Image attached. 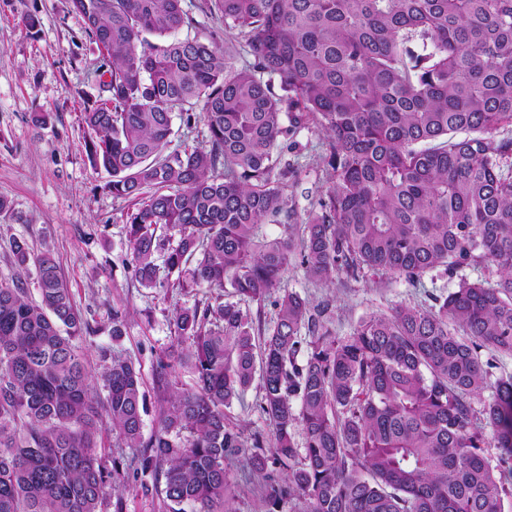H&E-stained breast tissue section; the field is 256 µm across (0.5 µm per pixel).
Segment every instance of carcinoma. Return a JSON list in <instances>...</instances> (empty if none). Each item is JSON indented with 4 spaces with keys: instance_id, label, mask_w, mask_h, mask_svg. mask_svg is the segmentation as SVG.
Listing matches in <instances>:
<instances>
[{
    "instance_id": "carcinoma-1",
    "label": "carcinoma",
    "mask_w": 512,
    "mask_h": 512,
    "mask_svg": "<svg viewBox=\"0 0 512 512\" xmlns=\"http://www.w3.org/2000/svg\"><path fill=\"white\" fill-rule=\"evenodd\" d=\"M68 2L102 58L85 147L105 189L133 203V279L164 288L175 274L217 296L171 318L167 357L195 382H168L145 441L140 370L111 357L99 415L76 343L87 323L52 253L14 240L19 271L0 280V512H100L110 433L146 449L137 471H164L169 512H235L225 465L240 455L268 512L287 498L297 512H505L512 373L482 351L512 357V140L497 138L512 125V0H207L246 37L243 67L214 34L182 35L197 25L185 0ZM176 115L204 126L201 143L170 149ZM303 121L328 138L331 186L299 225L281 140ZM296 259L324 283L365 271L458 283L337 337L324 310L281 289ZM280 289L258 346L262 309L241 303ZM257 373L269 449L227 422Z\"/></svg>"
}]
</instances>
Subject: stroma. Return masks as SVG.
I'll return each instance as SVG.
<instances>
[{
  "label": "stroma",
  "mask_w": 512,
  "mask_h": 512,
  "mask_svg": "<svg viewBox=\"0 0 512 512\" xmlns=\"http://www.w3.org/2000/svg\"><path fill=\"white\" fill-rule=\"evenodd\" d=\"M32 14L40 24L27 29L21 18ZM101 64L95 44L70 13L68 0H0V279L13 277V238H25L34 252L49 249L59 264L74 304L90 329L80 345L92 378H99L110 356L131 358L140 369L147 396L144 436L157 426L164 396L157 380L158 361L171 346L170 319L175 310L201 301L196 289H144L131 279L125 237L129 203L103 189L105 174L92 168L84 144L90 132L81 120L84 98L96 97ZM48 114L39 124L35 114ZM288 160L298 164V184L289 189L290 203L305 216L323 196L329 180L323 156L328 141L312 123L291 129L285 139ZM283 286L311 306L328 305L330 329L348 335L356 322L372 313H390L396 305H425L431 295L456 288L445 277L424 278L414 287L402 279L365 274L358 279L321 283L307 278L298 263L283 275ZM125 315L124 334L112 338V311ZM260 381L233 401L232 426L244 439L260 435L271 444L274 428L260 413ZM112 450L106 467L113 489L103 512H167L161 491L163 474L140 476L129 466L133 449ZM234 486L235 512H267L261 479L245 458L226 469Z\"/></svg>",
  "instance_id": "1"
}]
</instances>
